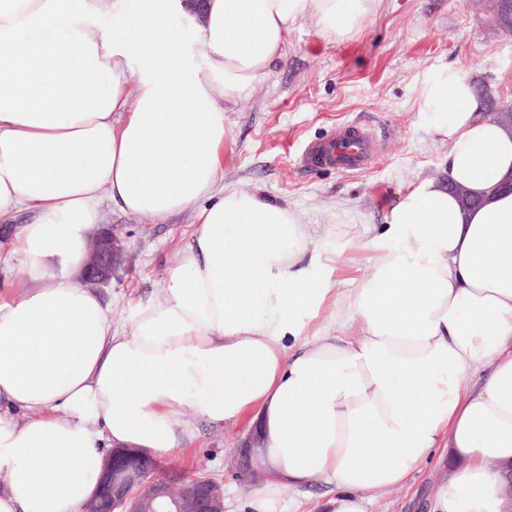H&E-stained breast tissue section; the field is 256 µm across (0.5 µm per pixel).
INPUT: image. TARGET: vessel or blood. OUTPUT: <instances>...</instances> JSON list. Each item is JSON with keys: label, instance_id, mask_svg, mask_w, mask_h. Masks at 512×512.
Returning a JSON list of instances; mask_svg holds the SVG:
<instances>
[{"label": "vessel or blood", "instance_id": "b4317fda", "mask_svg": "<svg viewBox=\"0 0 512 512\" xmlns=\"http://www.w3.org/2000/svg\"><path fill=\"white\" fill-rule=\"evenodd\" d=\"M379 149V141L370 130L344 123L326 139L306 143L298 163L306 173L323 169L359 171L371 165Z\"/></svg>", "mask_w": 512, "mask_h": 512}]
</instances>
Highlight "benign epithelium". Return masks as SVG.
I'll return each mask as SVG.
<instances>
[{"mask_svg":"<svg viewBox=\"0 0 512 512\" xmlns=\"http://www.w3.org/2000/svg\"><path fill=\"white\" fill-rule=\"evenodd\" d=\"M124 246L111 230L96 238L83 281L106 284L121 266ZM86 512H224V485L209 477L163 473L159 457L141 448H114L106 455Z\"/></svg>","mask_w":512,"mask_h":512,"instance_id":"obj_1","label":"benign epithelium"}]
</instances>
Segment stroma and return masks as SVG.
Wrapping results in <instances>:
<instances>
[{"label": "stroma", "instance_id": "stroma-1", "mask_svg": "<svg viewBox=\"0 0 512 512\" xmlns=\"http://www.w3.org/2000/svg\"><path fill=\"white\" fill-rule=\"evenodd\" d=\"M447 68L512 103V34L495 30L488 0H380L339 40L314 19L297 21L284 58L224 113L219 185L255 190L300 212L310 253H336L329 286L339 296L367 273L371 256L363 242L348 243L346 231L356 224L382 230L413 183L447 177L448 144L419 110L424 80ZM352 122L381 141L370 168L300 169L306 142ZM102 210V225L121 239L125 260L97 292L112 311L113 333L128 336L136 308L160 296L195 226L188 211L154 221L108 201ZM186 422L180 448L159 454L165 471L223 482L225 512H251L256 489L236 467L239 449L254 439L249 417L221 426L191 416ZM441 472L438 459L425 461L405 487L373 499L369 512H430Z\"/></svg>", "mask_w": 512, "mask_h": 512}]
</instances>
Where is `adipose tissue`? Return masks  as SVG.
I'll return each instance as SVG.
<instances>
[{"mask_svg": "<svg viewBox=\"0 0 512 512\" xmlns=\"http://www.w3.org/2000/svg\"><path fill=\"white\" fill-rule=\"evenodd\" d=\"M378 0H0V512H84L113 446L167 451L184 415L250 414L269 476L254 512L318 478L322 512H368L447 456L434 512H501L512 465V134L472 83H424L420 111L448 142V181L419 180L371 240V273L331 299L332 256L308 258L288 205L221 189L225 102L315 19L350 35ZM194 17L198 46L182 43ZM482 200L462 208L448 183ZM195 230L133 333L77 286L102 202ZM329 326L311 324L325 303ZM343 335H336V328ZM487 369L469 386V369Z\"/></svg>", "mask_w": 512, "mask_h": 512, "instance_id": "ef3b65f1", "label": "adipose tissue"}]
</instances>
